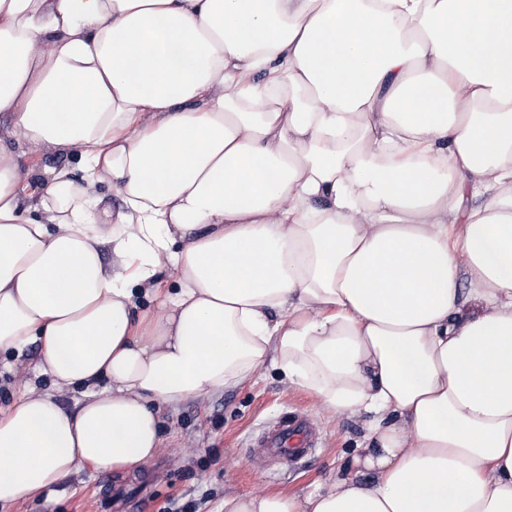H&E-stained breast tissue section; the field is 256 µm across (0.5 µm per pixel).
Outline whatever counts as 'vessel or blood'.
<instances>
[{
  "mask_svg": "<svg viewBox=\"0 0 512 512\" xmlns=\"http://www.w3.org/2000/svg\"><path fill=\"white\" fill-rule=\"evenodd\" d=\"M318 442L319 433L308 414L300 409L286 410L251 439L248 460L258 468L272 460L299 464L313 454Z\"/></svg>",
  "mask_w": 512,
  "mask_h": 512,
  "instance_id": "obj_1",
  "label": "vessel or blood"
}]
</instances>
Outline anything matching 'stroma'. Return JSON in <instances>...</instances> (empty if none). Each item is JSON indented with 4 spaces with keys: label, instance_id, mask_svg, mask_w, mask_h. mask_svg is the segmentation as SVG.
I'll use <instances>...</instances> for the list:
<instances>
[{
    "label": "stroma",
    "instance_id": "1",
    "mask_svg": "<svg viewBox=\"0 0 512 512\" xmlns=\"http://www.w3.org/2000/svg\"><path fill=\"white\" fill-rule=\"evenodd\" d=\"M38 345L22 357L0 352V408L26 390L48 393L73 405L76 389H57L38 373ZM302 408L321 427L324 440L296 470L276 464L250 465L249 437L283 409ZM371 414L351 416L325 407L310 392L288 383L275 366L264 364L235 387L161 409V444L140 470L110 474L84 465L66 480L23 498L0 512H158L169 497L194 500L198 512H219L230 494L278 493L303 498L350 470L368 432Z\"/></svg>",
    "mask_w": 512,
    "mask_h": 512
}]
</instances>
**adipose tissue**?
Wrapping results in <instances>:
<instances>
[{"label": "adipose tissue", "instance_id": "ef3b65f1", "mask_svg": "<svg viewBox=\"0 0 512 512\" xmlns=\"http://www.w3.org/2000/svg\"><path fill=\"white\" fill-rule=\"evenodd\" d=\"M0 113V351L81 391L0 414V505L271 360L360 476L224 512H512V0H0ZM27 168L43 170L44 168L68 169L79 176L78 158L70 152L52 151L47 153L31 154L21 159Z\"/></svg>", "mask_w": 512, "mask_h": 512}]
</instances>
